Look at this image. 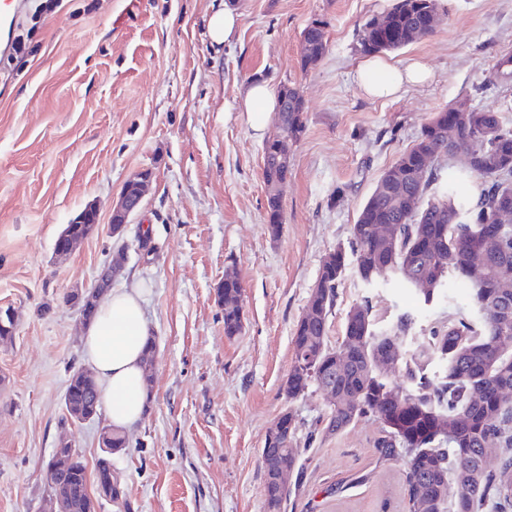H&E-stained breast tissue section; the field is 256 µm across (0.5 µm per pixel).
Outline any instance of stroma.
<instances>
[{
	"label": "stroma",
	"mask_w": 512,
	"mask_h": 512,
	"mask_svg": "<svg viewBox=\"0 0 512 512\" xmlns=\"http://www.w3.org/2000/svg\"><path fill=\"white\" fill-rule=\"evenodd\" d=\"M28 0L17 25L27 53L0 55V307L14 308L0 345V512H41L46 465L61 437L87 466L106 417L66 422L70 374L86 368L84 321L69 296L116 265L113 288L139 284L156 341L153 399L112 457L119 498L97 512H266L261 450L284 409L298 422L302 469L281 512H405L401 465L374 448L377 421L328 432L329 401L286 402L292 337L325 255L348 244L379 176L431 113L459 101L498 110L512 127V82L485 89L512 52V0H444L435 33L394 53L430 72L391 98L363 94L356 28L390 0H238L239 28L213 47L219 0ZM328 21V50L301 69L300 34ZM253 79L297 86L307 123L288 150L283 228L271 237L262 169L265 136L237 107ZM152 182L121 236L108 225L124 183ZM96 205L99 228L54 254L69 220ZM242 285L244 328L224 334L216 291L228 266ZM370 301L379 324L407 313L413 344L449 315L472 316L464 288L423 306L398 283L347 275L327 341L350 308Z\"/></svg>",
	"instance_id": "stroma-1"
}]
</instances>
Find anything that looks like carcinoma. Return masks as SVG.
<instances>
[{
	"label": "carcinoma",
	"instance_id": "obj_1",
	"mask_svg": "<svg viewBox=\"0 0 512 512\" xmlns=\"http://www.w3.org/2000/svg\"><path fill=\"white\" fill-rule=\"evenodd\" d=\"M439 0H393L357 28L356 50L363 55L400 51L432 35L428 23ZM328 23L312 21L301 33L300 66L316 64L328 50ZM512 82V53L493 66L485 88ZM301 93L288 86V106L277 113V132L263 145V179L272 185L285 166L286 144L306 128ZM460 177L478 179L469 196L459 195L441 176L440 160ZM270 235L282 230V200L266 203ZM390 224L395 234L380 238L374 228ZM366 284L395 281L426 305L440 300L448 281L464 283L478 321L448 318L426 343L406 347L413 318L402 314L381 326L364 301L353 306L336 346L327 343L328 320L347 272ZM425 282L426 288L418 287ZM512 128L493 109L450 105L425 122L413 145L377 180L359 210L348 245H337L322 260L294 335L293 363L282 386L289 403L310 388L331 386L326 429L340 432L362 418L379 422L374 442L387 461L403 462L406 512H503L512 507ZM242 286L232 270L224 273L218 298L224 335L243 329ZM314 357L317 368L305 362ZM397 362L396 378L382 374L378 361ZM438 364L432 376L429 368ZM64 405L100 406L96 382L69 379ZM283 430L264 447L280 452L288 468L301 466L298 425L293 412L281 413ZM454 428L441 433V420ZM499 448L503 462L485 466V449ZM111 452L103 450L94 479L74 451L71 467L48 478L51 495L67 512H95L90 483L111 474Z\"/></svg>",
	"mask_w": 512,
	"mask_h": 512
}]
</instances>
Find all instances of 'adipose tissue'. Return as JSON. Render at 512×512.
Returning a JSON list of instances; mask_svg holds the SVG:
<instances>
[{"instance_id": "1", "label": "adipose tissue", "mask_w": 512, "mask_h": 512, "mask_svg": "<svg viewBox=\"0 0 512 512\" xmlns=\"http://www.w3.org/2000/svg\"><path fill=\"white\" fill-rule=\"evenodd\" d=\"M427 76L419 62L403 65L377 56L365 58L357 70L362 91L380 98L395 96L403 85L422 82ZM240 106L251 129L261 133L277 100L267 83L253 82L242 92ZM142 300L143 292L137 287L110 293L88 321L83 339L86 360L94 372L109 424L117 433L142 420L149 399L141 355L150 327Z\"/></svg>"}]
</instances>
